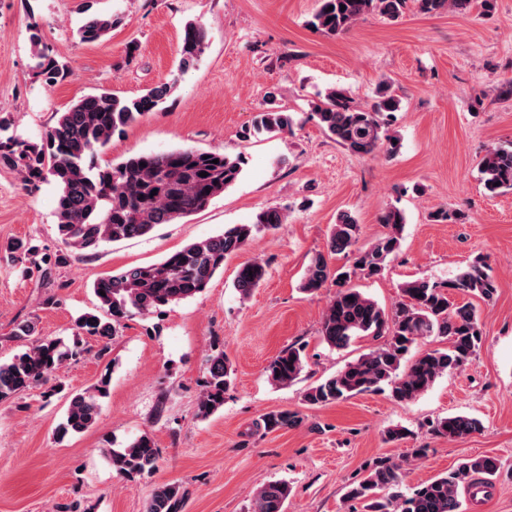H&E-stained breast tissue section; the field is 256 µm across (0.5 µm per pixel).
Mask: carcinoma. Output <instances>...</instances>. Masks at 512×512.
I'll return each mask as SVG.
<instances>
[{
  "mask_svg": "<svg viewBox=\"0 0 512 512\" xmlns=\"http://www.w3.org/2000/svg\"><path fill=\"white\" fill-rule=\"evenodd\" d=\"M310 25L327 36L346 33L368 13L376 12L397 20L408 0H320ZM422 13L453 8L467 12L475 5L485 11L493 0H415ZM333 10H328V7ZM118 19L109 13H92L78 29L80 40L94 43L107 38ZM207 34L194 22L186 24L179 49V69L195 66L206 48ZM36 74L48 85L65 80L69 69L45 52L35 51ZM175 88L163 82L135 98L109 91L87 95L59 113L55 124L39 144L8 138L0 140V161L21 175L28 185L52 181L58 189L56 219L58 236L69 253L82 254L107 243L142 237L159 224H172L206 208L240 177L245 164L241 156L220 151L177 148L162 153H136L119 162L100 165L96 157L112 138L126 127L162 109ZM400 108L392 82L382 80L376 100L369 107L354 103L346 89L332 86L314 104L312 118L328 137L355 155H370L383 148L395 154L399 137L384 131V116ZM293 117L280 108H267L255 115L243 131L244 138L280 134L290 130ZM218 163H212V160ZM207 176L202 177L200 173ZM485 189L490 193L512 190V142L486 152L480 161ZM287 222L278 208L260 211L251 224H234L214 238L193 242L163 260L107 274L93 284L99 312L85 313L76 320L77 330L103 342L107 350L122 323L135 316L159 313L165 308L203 292L224 261L246 247L253 232L273 231ZM387 233L371 248H357L360 224L343 211L332 225L328 243L331 255L352 256V263L333 268L329 258L318 252L307 266L301 289L313 294L329 278L336 280V296L323 315L320 337L329 347L348 348L358 338L378 343L369 352L346 364L334 375L312 384L304 394L305 405L320 407L371 391L388 390L401 403L415 400L438 377L470 364L482 342L483 331L476 309L469 302L458 303L456 294H469L484 301L493 299L496 286L486 272L485 261L473 260L455 279L431 283L417 278L403 283L402 300L391 311L350 286L357 275L376 276L399 252L404 214L388 209L381 217ZM12 258L29 262L42 275L48 257L36 259V249L21 241L7 245ZM267 275L266 264L254 261L241 266L234 287L247 296ZM14 336L28 341L27 348L9 363L0 364V400L48 381L76 352L63 340L36 335V322L17 323ZM432 336L447 340L443 348L429 349L409 358L419 341ZM308 363L306 346L293 344L282 350L266 367L269 382L288 387ZM208 378L197 402V415L210 417L224 407L225 395L233 384V369L224 353L208 356ZM107 382L71 396L58 435L79 434L91 428L101 411ZM298 411L270 412L263 419L267 432L302 424ZM482 422L467 415H450L432 423V430L450 440L464 439L481 431ZM116 473L134 476L156 468L158 449L152 438L141 435L124 448L108 451ZM500 471L491 456L463 459L442 476L406 492L399 466L380 460L360 479L349 485L346 499L364 503L366 512H462L461 490L473 498L487 493ZM291 495L288 482L278 480L263 486L255 496L253 512H284ZM188 497L178 483L157 486L145 512H182Z\"/></svg>",
  "mask_w": 512,
  "mask_h": 512,
  "instance_id": "obj_1",
  "label": "carcinoma"
}]
</instances>
